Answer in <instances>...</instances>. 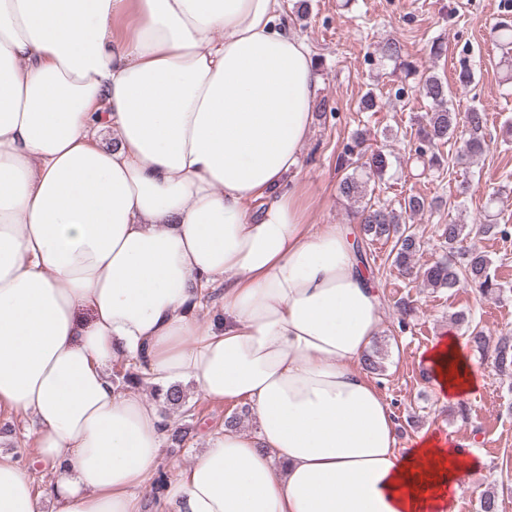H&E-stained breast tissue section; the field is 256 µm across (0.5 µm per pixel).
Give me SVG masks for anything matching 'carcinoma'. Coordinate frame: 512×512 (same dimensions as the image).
I'll return each mask as SVG.
<instances>
[{"label": "carcinoma", "mask_w": 512, "mask_h": 512, "mask_svg": "<svg viewBox=\"0 0 512 512\" xmlns=\"http://www.w3.org/2000/svg\"><path fill=\"white\" fill-rule=\"evenodd\" d=\"M424 96L430 102L425 123L417 130L415 149L417 159L423 165L436 167L441 165L439 147L448 142L452 136H459L460 146L457 150V163L466 165L481 155L485 147L488 115L480 108H471L465 114L456 112L452 102V92L448 83L432 76L425 80L422 87ZM365 139L357 135L354 145L339 157L338 168L352 172L345 174L339 182L341 196L353 202L352 218L362 225L363 234L370 241H392L390 256L392 263L399 270L406 271L418 268V277L431 288L452 289L460 283H470L478 292L489 300L498 301L505 293L512 292L491 272L492 261L481 251L471 250L465 262L455 260L458 244L470 234H480L494 238L507 239L512 230L505 224H458L448 221L439 229L443 254L436 259L417 265V254L423 244L407 218L427 209L425 198L409 195L395 209L386 203L366 198V186L372 178L380 175L387 166L384 153L376 151L364 157L362 145ZM456 321L466 324L469 342L480 350H491L490 357L494 368L500 373L512 374V337L501 336L494 345L489 347V340L484 330L468 321L461 314ZM113 381L122 388L145 384L143 377L133 364L119 362V369L112 374ZM169 411L175 412L186 406V394L178 385H173L164 394ZM479 512H500L498 491L486 490L479 501Z\"/></svg>", "instance_id": "obj_1"}]
</instances>
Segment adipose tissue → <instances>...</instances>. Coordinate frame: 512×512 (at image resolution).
Masks as SVG:
<instances>
[{
	"label": "adipose tissue",
	"mask_w": 512,
	"mask_h": 512,
	"mask_svg": "<svg viewBox=\"0 0 512 512\" xmlns=\"http://www.w3.org/2000/svg\"><path fill=\"white\" fill-rule=\"evenodd\" d=\"M319 90L283 0H0V410L53 473L0 454V512H140L172 422L122 357L256 415L175 512H447L479 475L455 436L399 447L358 366L379 295L299 179ZM423 361L442 401L477 391L455 336Z\"/></svg>",
	"instance_id": "obj_1"
}]
</instances>
